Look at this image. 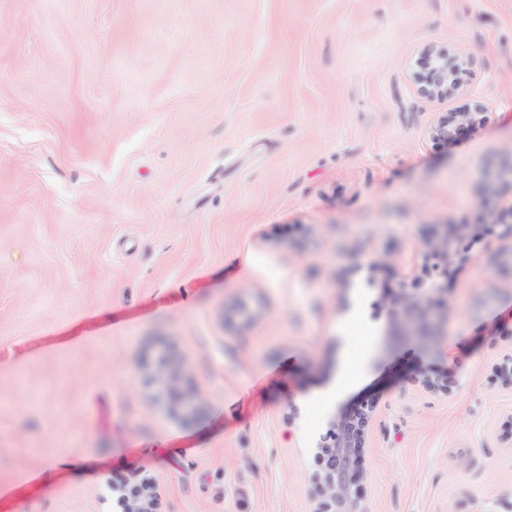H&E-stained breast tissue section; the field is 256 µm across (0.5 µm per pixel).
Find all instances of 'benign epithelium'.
Here are the masks:
<instances>
[{
  "label": "benign epithelium",
  "instance_id": "7a95c632",
  "mask_svg": "<svg viewBox=\"0 0 512 512\" xmlns=\"http://www.w3.org/2000/svg\"><path fill=\"white\" fill-rule=\"evenodd\" d=\"M427 64L431 71L424 76L412 73L421 83L418 93L427 98H448L460 89L459 74L468 61L461 56H450L448 52L433 44L419 51L417 64ZM487 119L485 107L478 105L473 112H454L431 129V136L438 140H452L464 129H475ZM469 229L467 224H453L442 238L431 244L429 259L432 263L414 278L416 287L401 285L393 291L388 310V330L392 334L408 336L423 345L436 335L434 310L444 304L443 288L439 278L448 277L453 266L463 261L457 244L461 235ZM494 377L506 387H512V353L506 354L493 367ZM414 382L432 393L450 395L458 387L454 380L433 377L419 372ZM146 385L160 386L168 397L172 410H181L184 394L165 378L161 371L149 375ZM375 411L374 403L361 404L335 417L331 429L320 441L316 460L318 471L313 483L319 499L316 512H366L360 504L357 483L361 476V463ZM157 495L153 487L141 484L125 497L130 504L129 512H156Z\"/></svg>",
  "mask_w": 512,
  "mask_h": 512
}]
</instances>
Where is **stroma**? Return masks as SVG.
Masks as SVG:
<instances>
[{"instance_id": "1", "label": "stroma", "mask_w": 512, "mask_h": 512, "mask_svg": "<svg viewBox=\"0 0 512 512\" xmlns=\"http://www.w3.org/2000/svg\"><path fill=\"white\" fill-rule=\"evenodd\" d=\"M427 44L469 61L449 98L410 77ZM511 166L512 0H0V512L145 480L158 512H316V447L366 400L365 512H505ZM449 224L476 230L437 336L390 335ZM354 309L361 379L313 399ZM161 361L187 412L142 386ZM483 105H476V112H452L450 118H445L431 129V136L438 140H453L456 134L464 129H476L487 119ZM414 382L424 390L432 393L450 395L458 387L455 380H448V377H433L425 372H419L414 377Z\"/></svg>"}]
</instances>
